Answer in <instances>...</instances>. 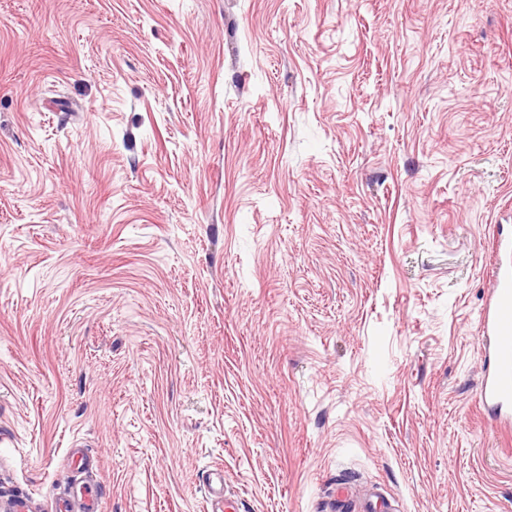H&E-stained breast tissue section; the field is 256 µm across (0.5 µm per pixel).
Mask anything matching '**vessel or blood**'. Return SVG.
I'll use <instances>...</instances> for the list:
<instances>
[{"label":"vessel or blood","mask_w":512,"mask_h":512,"mask_svg":"<svg viewBox=\"0 0 512 512\" xmlns=\"http://www.w3.org/2000/svg\"><path fill=\"white\" fill-rule=\"evenodd\" d=\"M493 248L502 260L494 278L489 303L482 317V332L494 340L492 373L482 381L483 404L500 409L512 401V232L498 234ZM502 427H512V416L502 413ZM101 498L93 484H85L77 503L60 502L57 512H100Z\"/></svg>","instance_id":"obj_1"}]
</instances>
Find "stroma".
<instances>
[{"instance_id":"obj_1","label":"stroma","mask_w":512,"mask_h":512,"mask_svg":"<svg viewBox=\"0 0 512 512\" xmlns=\"http://www.w3.org/2000/svg\"><path fill=\"white\" fill-rule=\"evenodd\" d=\"M501 224L512 0H0V502L512 512ZM493 248L505 261H500L494 278L488 306L482 317V332L494 340L492 373L482 381L481 394L484 405L499 409L498 420L503 428L512 427V417L501 415V408L512 400V228L510 233L498 230ZM83 485L80 497H74L78 501L77 504L74 505L62 500L58 504L56 512H74V510H78L77 512H100L101 497L96 487L91 483H84Z\"/></svg>"}]
</instances>
